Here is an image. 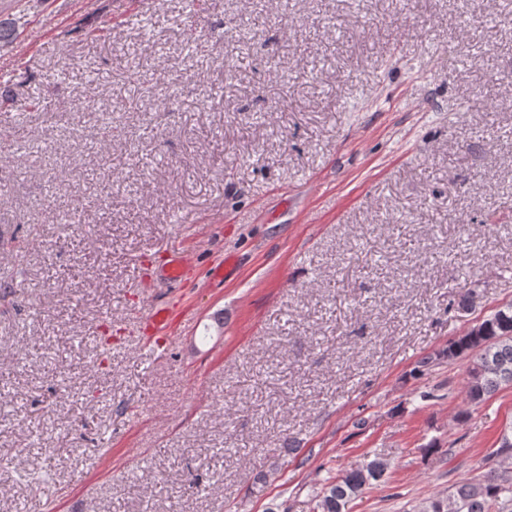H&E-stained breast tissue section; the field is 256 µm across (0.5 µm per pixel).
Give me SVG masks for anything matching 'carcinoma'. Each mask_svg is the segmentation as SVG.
Here are the masks:
<instances>
[{
	"mask_svg": "<svg viewBox=\"0 0 512 512\" xmlns=\"http://www.w3.org/2000/svg\"><path fill=\"white\" fill-rule=\"evenodd\" d=\"M438 356L450 363L473 358L467 383V397L473 404L485 401L503 385H512V303L448 342ZM389 467L387 459L376 457L327 478L311 492L315 512H347L349 503L379 481ZM415 512H512V470L495 463L479 477L454 486L446 498L424 502Z\"/></svg>",
	"mask_w": 512,
	"mask_h": 512,
	"instance_id": "1",
	"label": "carcinoma"
}]
</instances>
